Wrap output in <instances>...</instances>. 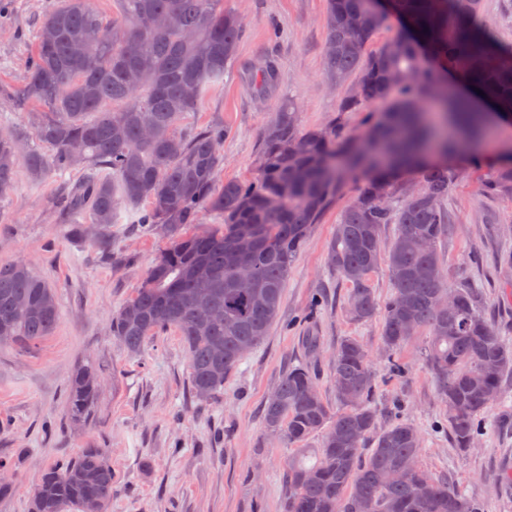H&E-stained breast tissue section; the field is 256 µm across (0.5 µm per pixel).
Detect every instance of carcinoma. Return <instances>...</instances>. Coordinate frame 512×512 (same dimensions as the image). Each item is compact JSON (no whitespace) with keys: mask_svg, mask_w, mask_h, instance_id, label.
Returning a JSON list of instances; mask_svg holds the SVG:
<instances>
[{"mask_svg":"<svg viewBox=\"0 0 512 512\" xmlns=\"http://www.w3.org/2000/svg\"><path fill=\"white\" fill-rule=\"evenodd\" d=\"M104 16L92 0H60L40 23L36 55L18 92L35 104L37 146L22 150L16 132L0 130V184L15 185L18 165L42 179L82 167V181L61 198L64 210L107 229L121 212L147 201L137 223L160 224L169 246L142 288L112 317V335L131 353L148 337L175 328L187 349L193 397L207 402L257 348L277 320L291 263L312 225L336 197L341 159L359 181L328 249V268L349 285L346 316L354 323L381 313V342L394 377L409 372L398 357L421 329L429 331V368L448 412L455 446L474 447L478 417L500 397L512 372V347L478 309L470 287L447 288L438 243L448 230L445 207L456 169L431 161L464 142L481 144L486 125L468 99H442L424 110L441 74L478 88L498 111L512 113V44L498 40L482 0H327L323 74L339 92L336 111L364 112L365 131L342 138L336 125L303 129L299 106L281 96L262 134L259 173L214 189L224 163V128H181L208 93L224 85L245 35L243 20L223 0H118ZM403 33L377 49L389 17ZM260 92L281 82L278 62L256 69ZM512 198V159L481 188ZM218 218L191 233L204 214ZM397 225L388 250L381 229ZM425 240L424 250L419 242ZM386 262L392 295L378 305L370 276ZM252 268L253 287L237 282ZM443 297L448 308H441ZM59 308L53 288L25 263L0 264V346H34L52 335ZM337 415L303 364L281 375L263 409L268 432L290 445L321 436L317 460H288L281 512H483L455 485L419 462L422 436L393 412L375 431L374 377L367 346L354 336L336 346L332 366ZM97 373L78 370L70 413L83 417L98 390ZM112 500V469L100 448H85L45 469L30 512L102 507Z\"/></svg>","mask_w":512,"mask_h":512,"instance_id":"obj_1","label":"carcinoma"}]
</instances>
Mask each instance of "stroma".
<instances>
[{
	"label": "stroma",
	"instance_id": "stroma-1",
	"mask_svg": "<svg viewBox=\"0 0 512 512\" xmlns=\"http://www.w3.org/2000/svg\"><path fill=\"white\" fill-rule=\"evenodd\" d=\"M59 0H0V129L32 144L31 109L15 104L25 80L41 20ZM224 10L247 27L223 88L209 93L183 122L197 129L221 126L220 180L251 179L258 172L262 132L276 99L254 85L257 64L276 56L281 91L296 99L306 127L342 118L344 133L360 135L363 115L337 114V96L325 88L322 45L326 0H224ZM458 171L446 202L451 219L439 253L448 287L468 285L483 313L512 344V200L482 196L496 154L473 164L450 158ZM73 168L33 181L18 167L12 193L0 198V263L20 260L55 290L60 320L52 336L21 348L0 346V460L13 475L0 512H28L30 495L47 467L85 448H101L114 488L106 512H281L282 478L294 451L269 434L262 411L282 372L310 365L332 412L341 413L330 382L336 344L354 336L374 351L372 372L377 428L394 404L422 436L421 463L448 476L484 512H512V374L501 399L482 417L475 448H456L447 409L427 363L428 333L401 351L409 371L393 378L377 353L380 321H349L346 283L327 267L329 244L357 182L343 175L336 198L315 224L288 271L279 316L264 342L250 352L224 389L209 402L189 389L187 350L175 329L150 337L129 353L112 334V317L141 288L168 242L159 226L132 219L99 233L77 224L58 207L62 189L82 179ZM92 367L100 377L88 415L72 419L68 395L74 373Z\"/></svg>",
	"mask_w": 512,
	"mask_h": 512
}]
</instances>
